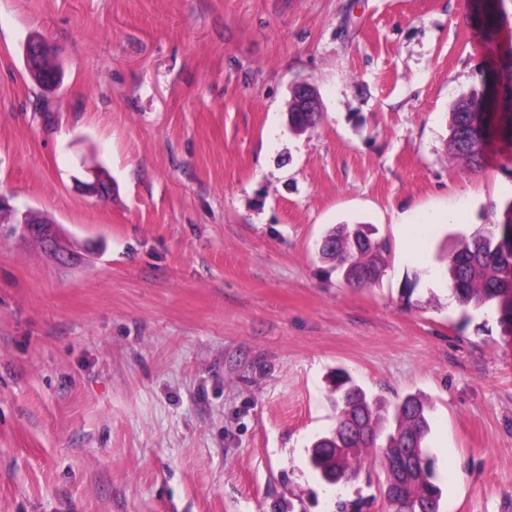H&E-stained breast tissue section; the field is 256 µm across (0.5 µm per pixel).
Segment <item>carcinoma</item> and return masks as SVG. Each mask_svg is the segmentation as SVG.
<instances>
[{"label": "carcinoma", "mask_w": 512, "mask_h": 512, "mask_svg": "<svg viewBox=\"0 0 512 512\" xmlns=\"http://www.w3.org/2000/svg\"><path fill=\"white\" fill-rule=\"evenodd\" d=\"M512 112V60L493 72L480 90L462 95L450 112L448 151L479 168L489 139L512 140V120L501 127L502 103ZM369 228L341 224L326 234L332 243L320 259L344 275L347 286L367 288L384 272L389 243L369 244ZM451 292L464 308H489L499 314L504 336L512 340V198L504 203L503 220L482 228L448 255ZM335 426L313 445L308 465L319 472L336 470L340 482L357 480L365 456L373 454L384 474L382 488L393 492L388 512H427L440 506L442 490L435 460L426 446L430 403L409 394L387 406L359 385L345 369L332 376Z\"/></svg>", "instance_id": "carcinoma-1"}]
</instances>
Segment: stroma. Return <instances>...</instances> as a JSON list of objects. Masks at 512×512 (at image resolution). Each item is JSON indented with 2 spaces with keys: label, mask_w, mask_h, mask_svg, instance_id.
<instances>
[{
  "label": "stroma",
  "mask_w": 512,
  "mask_h": 512,
  "mask_svg": "<svg viewBox=\"0 0 512 512\" xmlns=\"http://www.w3.org/2000/svg\"><path fill=\"white\" fill-rule=\"evenodd\" d=\"M486 2L0 0V193L78 258L0 224V512H385L381 471L306 465L339 367L430 401L441 512H512V341L446 277L512 195V144L477 170L446 145L512 55V0L490 33ZM297 82L322 102L303 132ZM97 163L104 199L71 180ZM346 223L390 241L375 286L318 257ZM47 48L50 50L48 44L40 38L34 37L27 41L24 47V60H25V69L29 76L39 85L44 87H54L57 83L58 73L56 74V79L52 83H47L42 78V73L40 72L39 65L33 63L34 57H41L46 51Z\"/></svg>",
  "instance_id": "obj_1"
}]
</instances>
